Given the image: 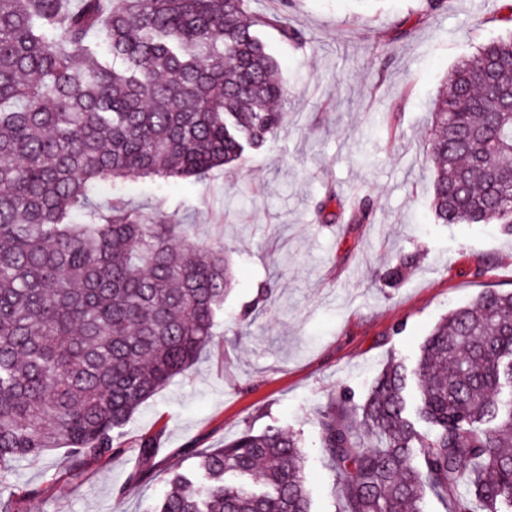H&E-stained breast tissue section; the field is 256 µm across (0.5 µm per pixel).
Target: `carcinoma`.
Here are the masks:
<instances>
[{"label":"carcinoma","mask_w":512,"mask_h":512,"mask_svg":"<svg viewBox=\"0 0 512 512\" xmlns=\"http://www.w3.org/2000/svg\"><path fill=\"white\" fill-rule=\"evenodd\" d=\"M248 3L0 0V512L41 496L10 484L13 463L66 448L75 477L108 461L214 341L224 251L93 197L106 181H201L276 133L286 90L260 28L303 36ZM511 91V36L449 73L427 152L435 223L512 232ZM316 422L341 512H423L429 493L446 512H512V292L453 309L415 366L391 359L363 403ZM156 439L130 481L152 470ZM303 463L297 436L245 430L170 472L147 512H311Z\"/></svg>","instance_id":"carcinoma-1"}]
</instances>
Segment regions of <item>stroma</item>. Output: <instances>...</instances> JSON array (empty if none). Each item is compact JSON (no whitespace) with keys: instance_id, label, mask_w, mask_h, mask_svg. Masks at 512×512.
<instances>
[{"instance_id":"stroma-1","label":"stroma","mask_w":512,"mask_h":512,"mask_svg":"<svg viewBox=\"0 0 512 512\" xmlns=\"http://www.w3.org/2000/svg\"><path fill=\"white\" fill-rule=\"evenodd\" d=\"M251 0L281 12L304 44L261 33L278 62L284 119L263 147L207 179H136L129 203L187 224L223 249L234 281L214 344L129 420L123 448L73 478L59 449L17 462L38 486L33 512H143L167 472L243 429L300 435L312 512H339L338 477L319 452L314 416L332 399L361 403L390 357L414 362L449 308L512 290V235L499 225L437 224L425 162L431 112L448 71L512 35V0ZM335 199H328V192ZM370 201V222L346 207ZM413 257L405 277L378 271ZM273 301L252 303L261 288ZM159 434L153 475L131 482L140 439Z\"/></svg>"}]
</instances>
